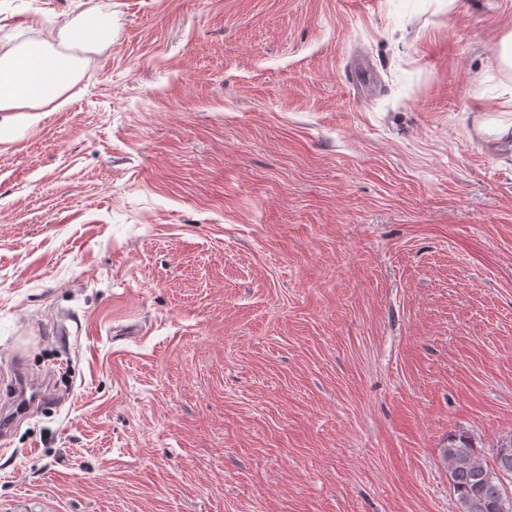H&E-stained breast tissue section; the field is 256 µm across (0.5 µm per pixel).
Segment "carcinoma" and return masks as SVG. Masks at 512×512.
Returning <instances> with one entry per match:
<instances>
[{
  "label": "carcinoma",
  "instance_id": "carcinoma-1",
  "mask_svg": "<svg viewBox=\"0 0 512 512\" xmlns=\"http://www.w3.org/2000/svg\"><path fill=\"white\" fill-rule=\"evenodd\" d=\"M442 459L458 512H512L506 485L512 480V436L502 439L491 464L463 433L448 437Z\"/></svg>",
  "mask_w": 512,
  "mask_h": 512
}]
</instances>
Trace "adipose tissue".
I'll return each instance as SVG.
<instances>
[{"label": "adipose tissue", "instance_id": "1", "mask_svg": "<svg viewBox=\"0 0 512 512\" xmlns=\"http://www.w3.org/2000/svg\"><path fill=\"white\" fill-rule=\"evenodd\" d=\"M75 57L50 54L39 45L0 56V142L13 138L16 119L33 124L79 79Z\"/></svg>", "mask_w": 512, "mask_h": 512}]
</instances>
